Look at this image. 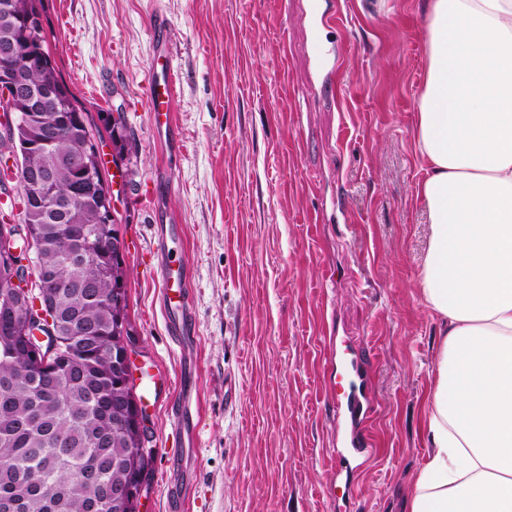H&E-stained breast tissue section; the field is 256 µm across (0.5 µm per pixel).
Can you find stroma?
I'll use <instances>...</instances> for the list:
<instances>
[{"label":"stroma","mask_w":512,"mask_h":512,"mask_svg":"<svg viewBox=\"0 0 512 512\" xmlns=\"http://www.w3.org/2000/svg\"><path fill=\"white\" fill-rule=\"evenodd\" d=\"M54 56L90 113L121 106L137 157L117 199L129 244V316L156 382L145 405L154 463L143 512H407L430 451L438 351L417 278L428 213L413 149L428 52L425 0H342L322 28L307 0H44ZM166 18L183 143L166 156L146 110L149 23ZM322 45L337 66L314 79ZM160 183L157 197L147 194ZM181 224L167 251L157 239ZM192 277L196 336L177 346L155 271ZM364 363L373 456L336 471L347 422L337 358ZM194 446L171 417L183 374Z\"/></svg>","instance_id":"1"}]
</instances>
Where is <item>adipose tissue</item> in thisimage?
I'll use <instances>...</instances> for the list:
<instances>
[{"mask_svg": "<svg viewBox=\"0 0 512 512\" xmlns=\"http://www.w3.org/2000/svg\"><path fill=\"white\" fill-rule=\"evenodd\" d=\"M417 280L440 338L410 512H512V0H427Z\"/></svg>", "mask_w": 512, "mask_h": 512, "instance_id": "ef3b65f1", "label": "adipose tissue"}]
</instances>
